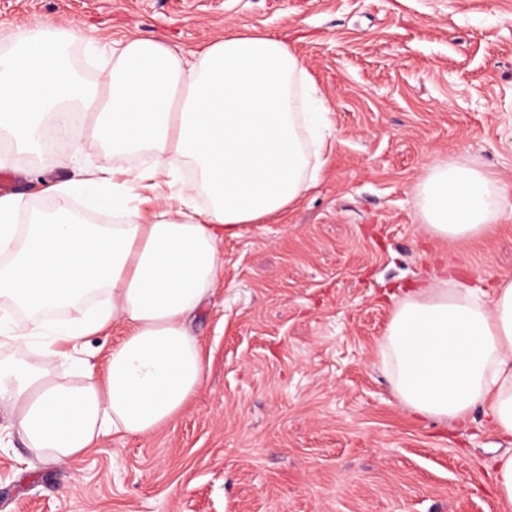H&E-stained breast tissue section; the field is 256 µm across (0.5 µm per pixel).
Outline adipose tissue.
Listing matches in <instances>:
<instances>
[{"label": "adipose tissue", "mask_w": 512, "mask_h": 512, "mask_svg": "<svg viewBox=\"0 0 512 512\" xmlns=\"http://www.w3.org/2000/svg\"><path fill=\"white\" fill-rule=\"evenodd\" d=\"M76 24L0 27V138L34 152L56 134L72 103L86 112L102 157L145 153L143 168L111 179L46 183L53 212L17 220L21 199L0 195V406L32 448L70 463L108 435L147 438L175 422L202 388L207 361L192 324L224 273L221 246L242 226L283 214L327 162L330 109L294 49L260 32L219 33L181 53L159 38L106 44L107 79L85 82L71 61ZM193 173L179 191V166ZM423 219L451 244L490 233L512 185L459 160H438L418 184ZM208 199L194 204L195 195ZM84 196L120 213L92 224L70 205ZM480 287L434 277L394 307L382 358L413 413L466 428L481 410L512 436V280L483 300ZM97 299L91 314H54ZM121 328L106 373L81 365L60 381L87 337Z\"/></svg>", "instance_id": "obj_1"}]
</instances>
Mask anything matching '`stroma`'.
Listing matches in <instances>:
<instances>
[{
  "instance_id": "obj_1",
  "label": "stroma",
  "mask_w": 512,
  "mask_h": 512,
  "mask_svg": "<svg viewBox=\"0 0 512 512\" xmlns=\"http://www.w3.org/2000/svg\"><path fill=\"white\" fill-rule=\"evenodd\" d=\"M76 22L72 59L134 32L184 51L227 30L282 38L331 109L317 185L273 224L225 238L199 314L206 383L149 438L46 461L0 413V512H512L489 465L512 452L474 410L451 431L406 409L382 361L396 297L450 270L512 278V217L451 245L415 187L464 156L512 184V0H0V23ZM77 123L50 152L0 151L8 193L76 178Z\"/></svg>"
}]
</instances>
